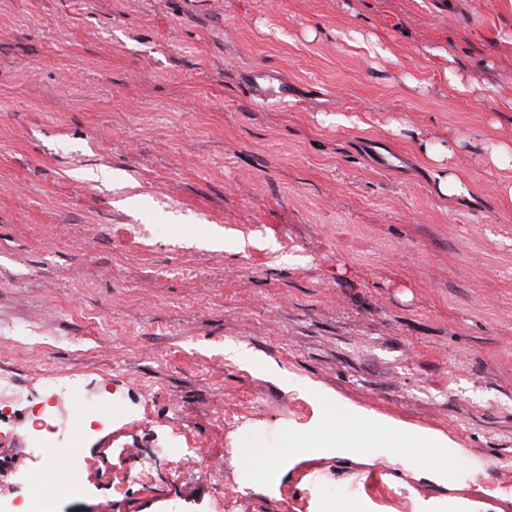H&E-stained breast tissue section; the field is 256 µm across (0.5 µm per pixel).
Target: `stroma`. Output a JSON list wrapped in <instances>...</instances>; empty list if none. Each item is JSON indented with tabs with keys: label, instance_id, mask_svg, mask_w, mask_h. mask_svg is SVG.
Segmentation results:
<instances>
[{
	"label": "stroma",
	"instance_id": "stroma-1",
	"mask_svg": "<svg viewBox=\"0 0 512 512\" xmlns=\"http://www.w3.org/2000/svg\"><path fill=\"white\" fill-rule=\"evenodd\" d=\"M258 72L286 98L255 102ZM498 143L512 0H0V368L116 405L42 512H512ZM325 396L441 435L457 478L284 453ZM28 429L0 413V512L49 468ZM424 152L427 157L438 164V172L435 174L437 180V191L444 197H470L469 186L453 171L450 160L452 152L450 149H435L428 143L424 145Z\"/></svg>",
	"mask_w": 512,
	"mask_h": 512
}]
</instances>
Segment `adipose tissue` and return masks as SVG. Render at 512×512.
<instances>
[{
  "mask_svg": "<svg viewBox=\"0 0 512 512\" xmlns=\"http://www.w3.org/2000/svg\"><path fill=\"white\" fill-rule=\"evenodd\" d=\"M285 447L311 448H417L423 464L438 467L446 478H454L456 466L446 451L447 444L439 435L410 432L394 423L362 415L335 399H327L321 425L310 432H291Z\"/></svg>",
  "mask_w": 512,
  "mask_h": 512,
  "instance_id": "adipose-tissue-1",
  "label": "adipose tissue"
}]
</instances>
